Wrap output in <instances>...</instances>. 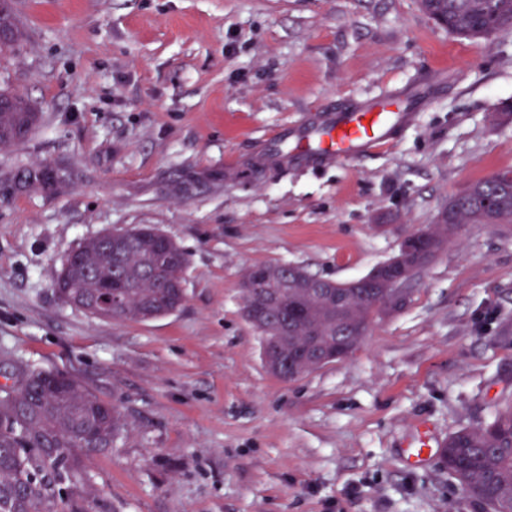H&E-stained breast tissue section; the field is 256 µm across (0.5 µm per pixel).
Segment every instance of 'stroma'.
Segmentation results:
<instances>
[{
  "label": "stroma",
  "instance_id": "stroma-1",
  "mask_svg": "<svg viewBox=\"0 0 512 512\" xmlns=\"http://www.w3.org/2000/svg\"><path fill=\"white\" fill-rule=\"evenodd\" d=\"M0 87L40 121L0 172L57 163V190L0 198V386L29 366L120 412L84 457L90 512H476L438 442L512 400V224L459 225L348 358L271 374L243 316L255 264L348 282L512 172V30L449 36L418 0H13ZM434 84L390 147L325 167L230 172L304 113ZM155 226L187 254L185 301L147 322L63 304L83 240ZM434 436L431 428L421 423L417 426L413 440L405 450L406 461L409 465L419 467L424 465L435 453L433 448Z\"/></svg>",
  "mask_w": 512,
  "mask_h": 512
}]
</instances>
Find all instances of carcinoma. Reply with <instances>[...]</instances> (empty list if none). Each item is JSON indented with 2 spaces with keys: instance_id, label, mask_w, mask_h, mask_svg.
<instances>
[{
  "instance_id": "cac0c4a2",
  "label": "carcinoma",
  "mask_w": 512,
  "mask_h": 512,
  "mask_svg": "<svg viewBox=\"0 0 512 512\" xmlns=\"http://www.w3.org/2000/svg\"><path fill=\"white\" fill-rule=\"evenodd\" d=\"M420 6L454 37L488 38L512 25V0H420ZM12 0H0V50L18 45ZM38 113L22 96L0 90V150L25 141ZM71 180L63 167L45 163L0 176V195L33 188L55 190ZM439 223L420 232L425 248L408 255L409 270L432 261L460 224H511L512 174H495L448 202ZM77 259L57 271L52 286L59 299L108 320L146 322L168 315L185 300V251L152 225L125 230L114 246L84 240ZM262 287L280 293L264 323L263 341L296 359L309 336L322 350L336 347V335L357 336L373 313L378 295L338 287L306 269L261 264ZM123 426L121 414L76 379L24 368L18 383L0 390V512H88L82 490V457L112 445ZM441 458L480 512H512V403L495 409L476 427L462 429L443 445Z\"/></svg>"
}]
</instances>
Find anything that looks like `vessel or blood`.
I'll use <instances>...</instances> for the list:
<instances>
[{"label":"vessel or blood","instance_id":"vessel-or-blood-1","mask_svg":"<svg viewBox=\"0 0 512 512\" xmlns=\"http://www.w3.org/2000/svg\"><path fill=\"white\" fill-rule=\"evenodd\" d=\"M412 106L388 110L384 103H367L340 113L304 114L290 126L279 129L259 146L258 161L266 170L319 167L345 157H359L393 142L413 125ZM434 436L427 424H419L405 454L409 465H424L434 453Z\"/></svg>","mask_w":512,"mask_h":512}]
</instances>
